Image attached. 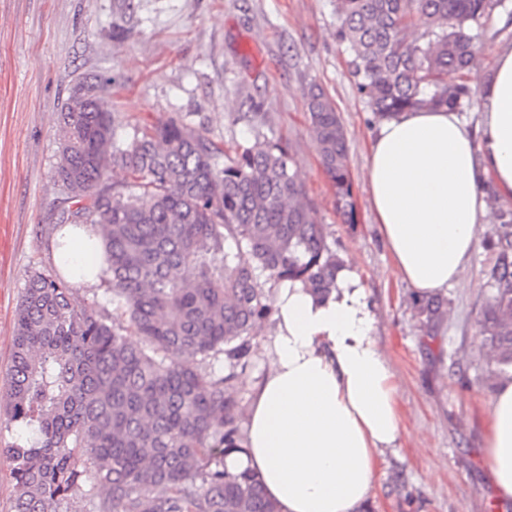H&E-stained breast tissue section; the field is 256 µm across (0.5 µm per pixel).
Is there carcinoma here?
<instances>
[{
    "label": "carcinoma",
    "instance_id": "carcinoma-1",
    "mask_svg": "<svg viewBox=\"0 0 512 512\" xmlns=\"http://www.w3.org/2000/svg\"><path fill=\"white\" fill-rule=\"evenodd\" d=\"M506 0H335L336 35L358 92L379 119L472 104L465 81ZM78 84L61 111L53 180L60 221L104 241L108 307L90 311L65 277L29 273L15 312L3 407L18 438L13 512H277L257 478L231 472L241 447L237 385L251 368L254 327L273 315L263 285L336 288L338 260L288 142L256 131L234 155L182 117L134 124ZM320 164L350 206L348 140L321 86L306 93ZM119 171L123 177L112 179ZM495 294L482 332L499 371L512 368V211L498 213ZM235 248H225L227 241ZM419 315L445 313L417 300ZM136 336L133 344L128 337Z\"/></svg>",
    "mask_w": 512,
    "mask_h": 512
}]
</instances>
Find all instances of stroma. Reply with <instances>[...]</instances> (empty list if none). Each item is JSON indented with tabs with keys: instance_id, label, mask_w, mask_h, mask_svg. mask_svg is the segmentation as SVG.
Instances as JSON below:
<instances>
[{
	"instance_id": "1",
	"label": "stroma",
	"mask_w": 512,
	"mask_h": 512,
	"mask_svg": "<svg viewBox=\"0 0 512 512\" xmlns=\"http://www.w3.org/2000/svg\"><path fill=\"white\" fill-rule=\"evenodd\" d=\"M0 0V382L10 366L15 310L32 269L53 275L50 247L62 194L60 112L86 74L125 136L127 122L179 115L223 142L253 137L249 112L265 113L292 146L296 171L327 228V242L355 271L374 316L373 336L398 386L400 446L378 464L371 512H512L484 463L489 399L503 379L480 333L494 287L490 270L498 206L479 248L437 301L446 313L426 322L413 308L368 203V157L378 127L336 39L334 0ZM128 31L112 40L113 22ZM319 84L332 99L349 145L354 218L336 205L309 132L304 93Z\"/></svg>"
}]
</instances>
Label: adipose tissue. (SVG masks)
<instances>
[{
  "mask_svg": "<svg viewBox=\"0 0 512 512\" xmlns=\"http://www.w3.org/2000/svg\"><path fill=\"white\" fill-rule=\"evenodd\" d=\"M481 132L460 112L409 111L382 121L368 159L369 203L403 281L419 296L441 292L474 255L487 221L485 179L512 195V47L499 49L476 91ZM80 240L97 280L95 229L67 224L51 238ZM268 369L250 383L241 450L230 471L250 470L278 512H367L376 465L401 436L394 374L372 336L374 318L355 275L340 269L319 297L299 282L274 296ZM486 463L502 499H512V379L490 400Z\"/></svg>",
  "mask_w": 512,
  "mask_h": 512,
  "instance_id": "ef3b65f1",
  "label": "adipose tissue"
}]
</instances>
